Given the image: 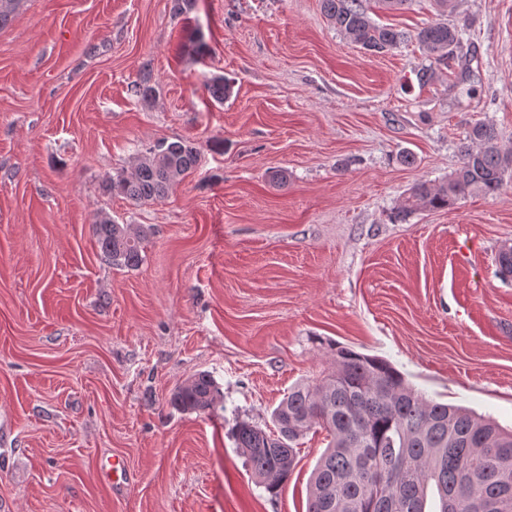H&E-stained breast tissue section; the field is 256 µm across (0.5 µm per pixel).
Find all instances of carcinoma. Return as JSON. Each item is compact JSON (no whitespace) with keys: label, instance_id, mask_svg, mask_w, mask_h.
Listing matches in <instances>:
<instances>
[{"label":"carcinoma","instance_id":"carcinoma-1","mask_svg":"<svg viewBox=\"0 0 512 512\" xmlns=\"http://www.w3.org/2000/svg\"><path fill=\"white\" fill-rule=\"evenodd\" d=\"M321 8L338 31L372 54L408 39L373 20L360 0H321ZM460 35V29L439 21L420 28L415 38L441 65ZM204 87L220 104L232 92L222 76L206 80ZM132 90L146 104L156 97L147 76ZM465 140L460 166L439 185L417 183L399 217L420 207L450 208L468 194L500 192L512 171V149L503 148L495 128L484 122L474 124ZM198 163L194 142H161L139 158L131 174H117L103 190L146 204L162 198ZM94 234L112 265L134 269L142 263L149 229L132 232L104 212ZM222 400L206 372L191 376L171 396L183 412L207 413ZM272 420L275 430L269 432L246 421L231 429L237 451L272 494L295 468L299 440L320 430L329 438L310 478L306 512H512V430L426 399L384 358L334 348L332 370L316 382L291 387Z\"/></svg>","mask_w":512,"mask_h":512}]
</instances>
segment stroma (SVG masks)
Wrapping results in <instances>:
<instances>
[{
    "mask_svg": "<svg viewBox=\"0 0 512 512\" xmlns=\"http://www.w3.org/2000/svg\"><path fill=\"white\" fill-rule=\"evenodd\" d=\"M362 4L407 32L466 31L423 85L416 41L366 52L320 0H195L186 17L171 0H24L0 29V512H304L323 435L273 495L230 433L271 429L333 342L512 428V175L397 216L460 165L474 123L512 148V0ZM145 73L148 104L131 90ZM216 75L234 83L221 104ZM179 139L200 160L165 197L104 194ZM104 212L150 228L138 268L103 257ZM199 372L223 407L177 410ZM114 461L133 475L118 489L101 478Z\"/></svg>",
    "mask_w": 512,
    "mask_h": 512,
    "instance_id": "stroma-1",
    "label": "stroma"
}]
</instances>
